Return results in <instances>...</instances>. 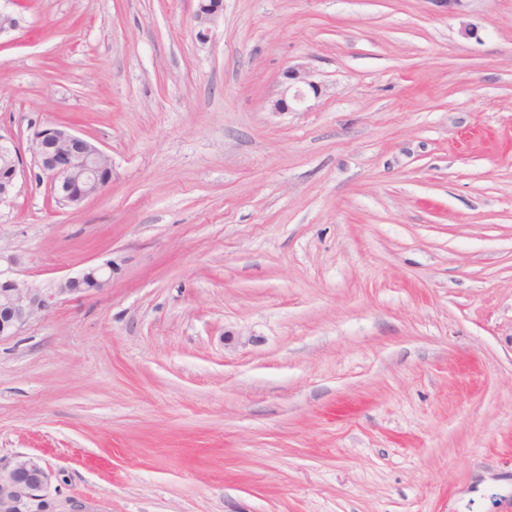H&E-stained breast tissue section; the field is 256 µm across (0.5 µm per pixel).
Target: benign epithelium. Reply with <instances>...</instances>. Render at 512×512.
I'll list each match as a JSON object with an SVG mask.
<instances>
[{"instance_id":"obj_1","label":"benign epithelium","mask_w":512,"mask_h":512,"mask_svg":"<svg viewBox=\"0 0 512 512\" xmlns=\"http://www.w3.org/2000/svg\"><path fill=\"white\" fill-rule=\"evenodd\" d=\"M223 13L224 0H197L194 21L199 42L209 40ZM285 78L318 92L305 65L288 69ZM29 150L50 181L55 202L62 207H77L109 185L104 174L112 170L110 156L66 126L36 132ZM23 173L24 160L19 149L0 135V203L15 195ZM117 268V261L109 258L85 267L76 277L45 284L19 280L0 268V339L16 335L30 320L49 314L65 296L110 287ZM51 479V470L37 456L20 455L6 464L0 462V512H49L46 492Z\"/></svg>"}]
</instances>
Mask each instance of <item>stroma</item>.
<instances>
[{"label":"stroma","instance_id":"1","mask_svg":"<svg viewBox=\"0 0 512 512\" xmlns=\"http://www.w3.org/2000/svg\"><path fill=\"white\" fill-rule=\"evenodd\" d=\"M0 134L112 181L0 204V459L50 512H512V0H0ZM322 87L270 109L283 74ZM224 13L223 0H197L194 12L196 39L205 43L209 40L213 27ZM32 157L49 179L55 202L77 207L100 194L110 183L112 159L90 139L66 126L37 131L29 146ZM117 268V261L109 258L85 267L77 277L33 284L13 277L0 266V340L15 336L30 320L52 312L64 296L109 288Z\"/></svg>","mask_w":512,"mask_h":512}]
</instances>
